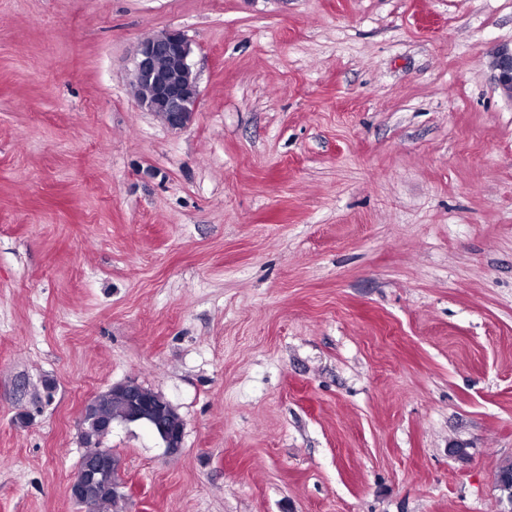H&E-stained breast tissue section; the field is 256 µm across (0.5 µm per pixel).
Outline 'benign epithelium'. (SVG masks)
<instances>
[{
  "label": "benign epithelium",
  "mask_w": 512,
  "mask_h": 512,
  "mask_svg": "<svg viewBox=\"0 0 512 512\" xmlns=\"http://www.w3.org/2000/svg\"><path fill=\"white\" fill-rule=\"evenodd\" d=\"M192 40L179 29H164L141 39L134 52L131 87L137 105L161 118L169 127L180 129L193 118L200 106V91L191 57ZM493 66L502 92L512 99V49L500 50ZM130 404L127 421L149 427L162 441L169 454L179 452L184 423L172 421L167 408L156 410L145 397L144 389L134 381L116 385ZM119 473L112 451L95 448L94 454L83 457L70 481L69 492L77 499L85 478L107 470Z\"/></svg>",
  "instance_id": "benign-epithelium-1"
}]
</instances>
